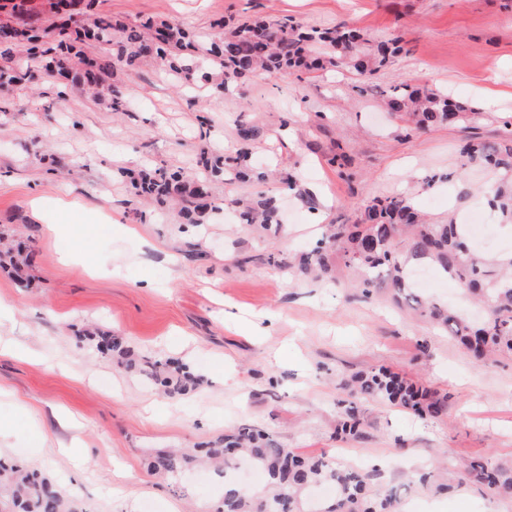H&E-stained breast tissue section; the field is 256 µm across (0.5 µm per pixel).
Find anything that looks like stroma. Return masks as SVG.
<instances>
[{"mask_svg": "<svg viewBox=\"0 0 512 512\" xmlns=\"http://www.w3.org/2000/svg\"><path fill=\"white\" fill-rule=\"evenodd\" d=\"M96 8L129 24L174 19L202 37L219 18L346 22L374 40L404 34L409 50L362 90L336 68L256 75L210 96L151 66L115 70L123 112L76 90L63 101L45 85L16 90L0 112V236L33 255L22 274L0 269V341L39 357L0 354V456L40 468L87 512H213L224 485L211 471L173 481L150 474L147 459L251 424L297 452L377 471L403 489L396 512H512V499L456 470L464 458L512 456V358L474 363L387 294L365 299L347 280L317 281L288 265L322 225L353 223L378 197L402 195L461 224L489 213L492 174L464 165L460 131H409L380 94L401 82L448 92L480 112L479 136L496 140L512 118V0H96ZM244 126L260 136L242 142ZM243 150L266 180L244 184L226 168L211 184L215 210L197 226L139 199L120 175L160 168L202 178L201 152ZM60 198L76 208L58 210ZM261 198L273 199L279 232L243 224ZM191 248L200 260L189 259ZM65 249L77 261L62 262ZM89 325L124 336L136 355L181 359L202 377L201 390L159 395L118 357L79 341ZM382 366L447 394L446 410L421 418L367 399L362 436L337 437L345 382ZM57 411L81 426L75 450L57 445ZM436 459L449 467L445 493L419 481Z\"/></svg>", "mask_w": 512, "mask_h": 512, "instance_id": "1", "label": "stroma"}]
</instances>
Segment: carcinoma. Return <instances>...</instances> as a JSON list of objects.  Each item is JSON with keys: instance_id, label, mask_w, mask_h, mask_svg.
<instances>
[{"instance_id": "1", "label": "carcinoma", "mask_w": 512, "mask_h": 512, "mask_svg": "<svg viewBox=\"0 0 512 512\" xmlns=\"http://www.w3.org/2000/svg\"><path fill=\"white\" fill-rule=\"evenodd\" d=\"M82 21L61 15V0H44L38 11L34 0H0V95L8 96L24 74L14 64V52L23 49L41 63V77L53 81L58 96L68 87H80L92 98L105 101L114 112H124L127 100L122 87L112 82L116 65L134 69L159 64L183 84L201 82L222 94L231 84L259 73L301 76L317 70L344 67L361 83L388 67L405 50L398 37L370 40L345 24L308 29L296 21L254 19L234 26L224 19L212 25L210 39L199 40L178 22L147 18L126 24L94 12L93 0H82ZM87 47L107 45L104 53ZM388 111L413 129L434 126L470 129L479 113L447 94L425 86L399 83L382 97ZM462 156L496 174L487 192L488 204L512 222V133L497 142L471 137ZM138 195L159 206L181 203L180 216L187 224H201L212 205L209 179L189 178L179 170L142 172L132 177ZM259 219L264 228L279 227L272 201L260 199L242 213L246 223ZM336 255V263L329 255ZM425 262L454 280L463 293L484 310L477 327L464 314L442 303L424 300L409 285L408 265ZM354 272L352 287L361 296L388 289L392 300L426 316L449 332L479 362L496 355L512 356V256L506 260L476 252L468 243L464 225L452 216L430 222L412 202L401 196L379 198L368 204L354 224H329L325 236L292 264L305 275L329 276L335 264ZM83 337L105 355H118L145 372L169 396L195 392L199 379L178 359H131L123 337L91 328ZM348 399L339 421V432L359 433V401L371 397L421 414L437 416L448 396L430 392L405 377L380 368L358 375L345 386ZM248 459L266 475L259 492L240 486L224 490L217 512H300L309 488L332 484L336 498L325 512H394L398 502L394 487H377L376 474L340 468L324 456H303L284 447L272 434L251 425L206 447L169 449L150 462L157 474L176 479L200 464L216 475L235 479L241 460ZM462 478L485 486L496 495L512 499V459L473 457L460 467ZM0 512H86L76 498L63 494L57 484L36 469L0 459Z\"/></svg>"}]
</instances>
